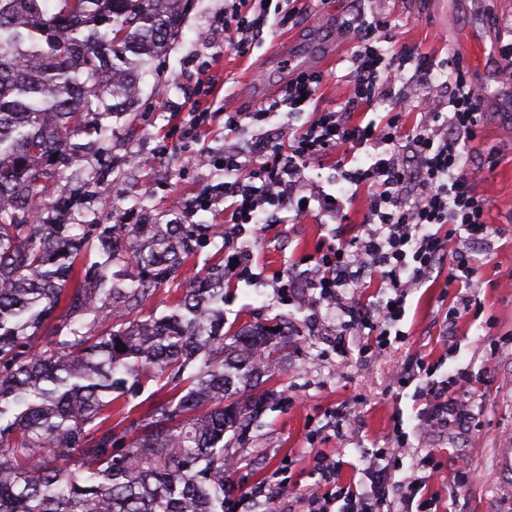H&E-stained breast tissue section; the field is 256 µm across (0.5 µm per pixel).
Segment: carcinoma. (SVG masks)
Returning a JSON list of instances; mask_svg holds the SVG:
<instances>
[{"mask_svg":"<svg viewBox=\"0 0 512 512\" xmlns=\"http://www.w3.org/2000/svg\"><path fill=\"white\" fill-rule=\"evenodd\" d=\"M180 0H0V512H224L227 431L241 438L277 326L224 335V269L171 311L129 319L193 251L185 224H42L53 159L131 106L129 76L169 47ZM131 267L138 279L112 267ZM60 312L58 322L47 321ZM124 351H118V348ZM150 381L142 421L112 418Z\"/></svg>","mask_w":512,"mask_h":512,"instance_id":"cac0c4a2","label":"carcinoma"}]
</instances>
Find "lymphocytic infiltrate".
<instances>
[{
  "label": "lymphocytic infiltrate",
  "instance_id": "obj_1",
  "mask_svg": "<svg viewBox=\"0 0 512 512\" xmlns=\"http://www.w3.org/2000/svg\"><path fill=\"white\" fill-rule=\"evenodd\" d=\"M293 7L274 5L273 0H224V37L238 53H247L258 41L269 18L285 22L296 16ZM384 20H366L356 15L345 20L352 36V77L356 104L373 105L388 99L392 107L383 123H363L351 113L335 109L314 112L311 120L288 142L269 136L256 138L250 153L228 148L210 158V164L227 175V182L204 190L195 207L208 210L224 206L228 224H274L282 211L296 217L320 216L342 224L347 220L342 197L317 194L309 187L305 171L309 164L340 153L354 156L371 148V162L365 167L343 170L345 182L366 191L368 214L363 235L328 242L305 258L312 266L309 289L321 300L339 305L345 319L344 330H369L373 346L385 349L390 329L405 315L411 289L430 281L440 267H448V285L472 281L477 270L468 245L487 240L492 230L485 221V201L476 193L480 172L466 168L464 146L474 137L481 118V94L468 83L461 63H450V92L447 106L431 100L429 93L437 80V68L425 56L408 49L387 54L374 42ZM413 66L412 78H405L406 66ZM407 86L394 95L399 81ZM323 75L313 70L295 74L280 98L260 106L255 112H228L224 129L236 132L244 120L258 124L272 112L288 108L303 111L313 101ZM418 111L420 119L406 127V112ZM448 225L447 236L465 231L468 242L448 249L447 236L434 233L437 225ZM379 278L386 288L385 299L376 304L363 302L357 291L366 280ZM472 378L461 372L447 388H426L424 398L431 414H448L456 422L470 419L461 401L470 393ZM397 436L392 447L378 449L375 463L364 472L357 487L348 489L342 512H384L392 496H399L403 512H413L419 491L408 484L397 492L391 480L390 463L396 449L406 447Z\"/></svg>",
  "mask_w": 512,
  "mask_h": 512
}]
</instances>
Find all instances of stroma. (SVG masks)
Here are the masks:
<instances>
[{"mask_svg": "<svg viewBox=\"0 0 512 512\" xmlns=\"http://www.w3.org/2000/svg\"><path fill=\"white\" fill-rule=\"evenodd\" d=\"M357 7L366 18L386 21L376 41L383 52L406 47L441 66L459 61L483 96L478 134L466 144L469 166L483 169L476 191L494 231L490 245H472L480 264L470 288L477 311L449 325L448 310L461 290L437 278L410 292L390 347L370 352L366 337L341 335L340 311L325 304L312 310L276 288L277 276L318 244L360 234L366 212L360 192L348 201L343 224L298 221L285 211L266 231L250 224L233 230L238 246L253 252L252 270L261 279L225 278L224 328L277 323L287 327L288 344L272 355L258 387L268 396L264 411L246 439L233 444L237 467L224 512H255L259 503L266 512H304L305 496L326 489L318 457L343 460L336 484L352 485L398 428L408 445L392 470L396 484L421 479L419 495L437 512H512V74L500 69V53L512 43V0H301L288 26L265 33L244 55L224 43V0H189L168 51L142 74L132 111L103 118L105 135L74 137L86 150L81 168L55 169L58 195L74 205L44 218L52 224H109L118 217L131 224L183 223L187 205L224 178L204 163V154L228 144L248 149L265 131L287 140L314 111L352 97L353 42L342 21ZM214 55L220 58L213 70L217 102L232 112H251L276 98L293 75L288 57L322 72L324 81L310 110L283 109L234 133L225 132L217 116L188 138L185 103ZM189 219L204 225L206 239L176 279L157 285L140 315L166 311L177 289L203 268L223 264L224 239L211 233L224 222L221 209ZM411 358L428 363L439 385L458 371L470 373L472 424L427 419L419 382L400 383L392 372ZM425 456L431 466H422Z\"/></svg>", "mask_w": 512, "mask_h": 512, "instance_id": "stroma-1", "label": "stroma"}]
</instances>
